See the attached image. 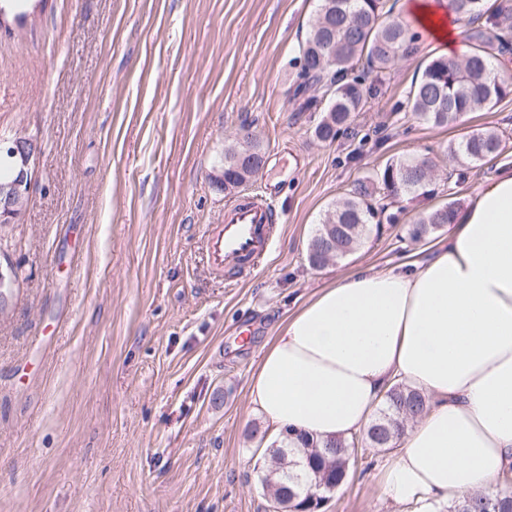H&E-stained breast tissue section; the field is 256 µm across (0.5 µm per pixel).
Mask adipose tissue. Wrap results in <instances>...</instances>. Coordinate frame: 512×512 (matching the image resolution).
Wrapping results in <instances>:
<instances>
[{
	"label": "adipose tissue",
	"mask_w": 512,
	"mask_h": 512,
	"mask_svg": "<svg viewBox=\"0 0 512 512\" xmlns=\"http://www.w3.org/2000/svg\"><path fill=\"white\" fill-rule=\"evenodd\" d=\"M407 9L462 57L454 16L433 0ZM403 382L428 409L383 466L386 495L414 512L492 493L512 479V169H497L456 211L433 255L360 268L320 288L262 355L250 410L270 440L291 428L321 439L360 433Z\"/></svg>",
	"instance_id": "obj_1"
}]
</instances>
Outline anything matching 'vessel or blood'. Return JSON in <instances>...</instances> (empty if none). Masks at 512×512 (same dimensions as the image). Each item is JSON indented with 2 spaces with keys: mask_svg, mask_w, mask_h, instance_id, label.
<instances>
[{
  "mask_svg": "<svg viewBox=\"0 0 512 512\" xmlns=\"http://www.w3.org/2000/svg\"><path fill=\"white\" fill-rule=\"evenodd\" d=\"M279 214L270 199L255 194L237 200L224 211L210 239L213 266L233 277L257 267L270 251L272 232Z\"/></svg>",
  "mask_w": 512,
  "mask_h": 512,
  "instance_id": "1",
  "label": "vessel or blood"
}]
</instances>
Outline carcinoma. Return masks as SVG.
Segmentation results:
<instances>
[{
    "label": "carcinoma",
    "mask_w": 512,
    "mask_h": 512,
    "mask_svg": "<svg viewBox=\"0 0 512 512\" xmlns=\"http://www.w3.org/2000/svg\"><path fill=\"white\" fill-rule=\"evenodd\" d=\"M311 31L302 46L304 76L322 90L325 115L316 137L332 142L363 111L366 101L356 79H348L355 64L365 58L379 70L394 67L418 50L410 24L393 15L388 0H318ZM449 9L465 22L469 53L461 60L444 57L424 60L420 79L411 87L406 109L418 121L448 126L467 112L491 109L512 95V82L498 74L493 60L512 51V4L509 0H448ZM499 136L489 130L473 131L448 145L449 157L462 164L480 162L499 151ZM242 159L246 164L233 167ZM265 163L257 137L236 139L224 150V192L245 184ZM435 165L428 157L392 160L356 183L348 197L336 202L308 244V263L321 269L357 250L374 231L381 230L379 216L387 205L374 206L378 191L392 202L410 195L429 193ZM16 161L0 150V185L16 177ZM454 208L446 204L408 225L406 233L421 242L449 223ZM426 408V398L415 389L395 384L385 394L382 407L367 428L349 438L321 440L292 429L285 433L293 443L284 453L263 459L262 486L276 490L272 501L299 498L306 503L311 488L320 481L340 480L344 459L356 448H394L407 422ZM466 512H512V491L464 493Z\"/></svg>",
    "instance_id": "1"
}]
</instances>
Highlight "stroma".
<instances>
[{"mask_svg":"<svg viewBox=\"0 0 512 512\" xmlns=\"http://www.w3.org/2000/svg\"><path fill=\"white\" fill-rule=\"evenodd\" d=\"M317 0H0V139L39 154L26 211L0 231L16 282L0 304V512H269L250 382L280 322L358 268L422 250L408 224L465 207L493 172L446 180L450 142L501 139L512 96L450 127L401 109L422 57L354 69L367 103L316 138L321 91L296 94ZM266 157L244 186L272 193L271 253L226 282L210 261L232 201L214 178L241 124ZM427 156L435 191L403 198L380 235L311 269L336 200L386 161ZM387 449H367L324 512H413L388 498Z\"/></svg>","mask_w":512,"mask_h":512,"instance_id":"35a3bbf8","label":"stroma"}]
</instances>
